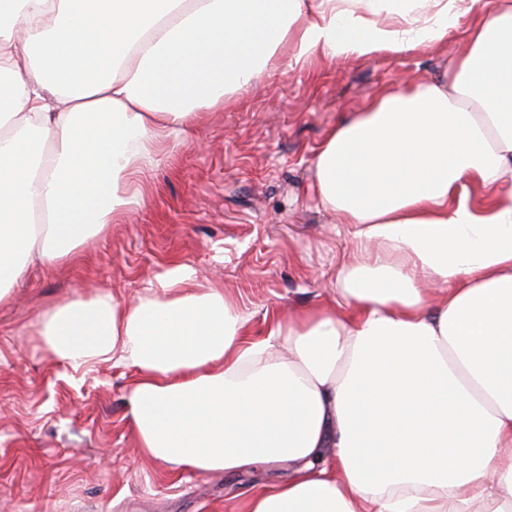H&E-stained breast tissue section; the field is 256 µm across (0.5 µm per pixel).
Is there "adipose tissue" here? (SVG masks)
Wrapping results in <instances>:
<instances>
[{
  "label": "adipose tissue",
  "instance_id": "adipose-tissue-1",
  "mask_svg": "<svg viewBox=\"0 0 512 512\" xmlns=\"http://www.w3.org/2000/svg\"><path fill=\"white\" fill-rule=\"evenodd\" d=\"M0 0V304L144 198L143 167L289 58L447 40L454 0ZM439 78L341 122L312 193L366 261L337 306L252 339L175 265L130 304L97 290L36 331L76 371L134 373L141 451L186 470L291 464L245 512H512V0Z\"/></svg>",
  "mask_w": 512,
  "mask_h": 512
}]
</instances>
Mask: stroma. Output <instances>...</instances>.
I'll return each mask as SVG.
<instances>
[{
	"label": "stroma",
	"instance_id": "1",
	"mask_svg": "<svg viewBox=\"0 0 512 512\" xmlns=\"http://www.w3.org/2000/svg\"><path fill=\"white\" fill-rule=\"evenodd\" d=\"M478 14L448 39L371 57L318 55L260 77L223 109L200 113L192 143L171 147L142 176L126 221L53 267H28L0 307V512H243L291 466L235 475L171 477L141 456L126 408L131 371L101 363L73 371L35 334L50 305L93 289L129 301L181 264L216 284L256 336L288 312L332 302L353 262L312 196V156L336 123L407 82L436 77L467 48Z\"/></svg>",
	"mask_w": 512,
	"mask_h": 512
}]
</instances>
